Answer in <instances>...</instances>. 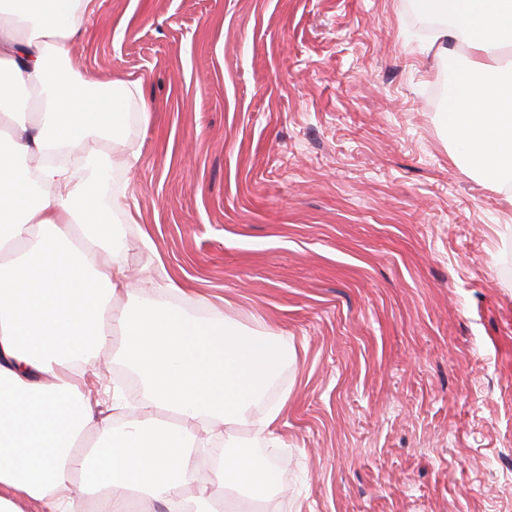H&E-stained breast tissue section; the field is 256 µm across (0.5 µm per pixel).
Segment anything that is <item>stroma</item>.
Here are the masks:
<instances>
[{
  "label": "stroma",
  "instance_id": "stroma-1",
  "mask_svg": "<svg viewBox=\"0 0 512 512\" xmlns=\"http://www.w3.org/2000/svg\"><path fill=\"white\" fill-rule=\"evenodd\" d=\"M410 0H94L72 66L137 80L104 153L130 296L226 311L296 351L278 512H512V204L454 163ZM167 273L173 296L150 287Z\"/></svg>",
  "mask_w": 512,
  "mask_h": 512
}]
</instances>
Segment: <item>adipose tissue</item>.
<instances>
[{
  "label": "adipose tissue",
  "instance_id": "obj_1",
  "mask_svg": "<svg viewBox=\"0 0 512 512\" xmlns=\"http://www.w3.org/2000/svg\"><path fill=\"white\" fill-rule=\"evenodd\" d=\"M93 0H0V512L16 499L49 512H127L130 495L167 512H232L238 499L271 506L276 470L230 442L203 471L199 434L252 425L281 441L280 399L251 407L288 355L220 310L200 318L165 303L112 307L130 270L106 198V157L120 140L136 81L66 71ZM448 20L433 42L463 38L471 53L448 95L443 126L454 163L512 189V0H412ZM35 92L41 110L5 104ZM137 375L143 404L121 428L96 422L86 376L102 350Z\"/></svg>",
  "mask_w": 512,
  "mask_h": 512
}]
</instances>
